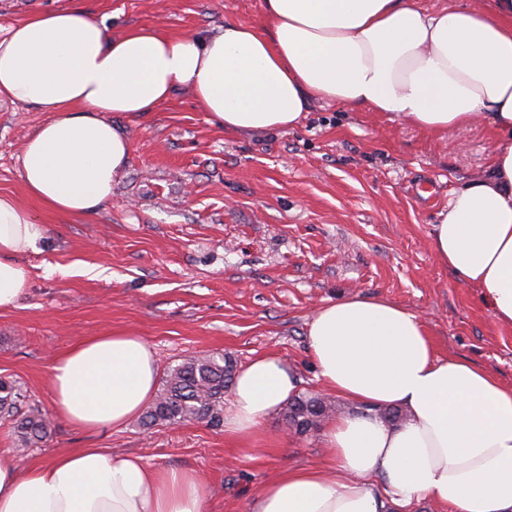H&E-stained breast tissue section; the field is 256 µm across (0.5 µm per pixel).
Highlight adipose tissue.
Segmentation results:
<instances>
[{
  "mask_svg": "<svg viewBox=\"0 0 512 512\" xmlns=\"http://www.w3.org/2000/svg\"><path fill=\"white\" fill-rule=\"evenodd\" d=\"M179 89L240 133L295 127L314 98L440 138L490 123L489 168L451 191L431 246L512 329V0L435 12L416 0H265L262 24L228 21L205 36L140 26L116 37L83 10L59 9L0 37V100L48 114L25 144L20 178L60 215L111 204L131 150L113 113L156 111ZM44 233L23 203L0 195V314L26 296L21 257ZM307 347L321 389L355 409L322 424L324 464L282 472L251 512H400L418 501L512 512L511 387L439 356L417 313L370 296L317 307ZM49 373L54 415L86 431L122 428L156 396V356L127 331L77 343ZM299 383L278 355L254 358L236 374L228 431L255 434ZM388 408L405 420H382ZM0 512H205V496L193 475L108 448L26 467L0 454Z\"/></svg>",
  "mask_w": 512,
  "mask_h": 512,
  "instance_id": "1",
  "label": "adipose tissue"
}]
</instances>
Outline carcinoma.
<instances>
[{"mask_svg": "<svg viewBox=\"0 0 512 512\" xmlns=\"http://www.w3.org/2000/svg\"><path fill=\"white\" fill-rule=\"evenodd\" d=\"M232 359L222 355L190 358L169 368L162 389L140 417L149 429L182 422H204L220 426L224 421V391L234 379ZM335 406L319 395L301 394L282 409V419L295 432L304 434L320 428ZM0 418L11 421L16 444L30 448L47 441L51 421L27 390L15 380L0 377Z\"/></svg>", "mask_w": 512, "mask_h": 512, "instance_id": "obj_1", "label": "carcinoma"}]
</instances>
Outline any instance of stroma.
Instances as JSON below:
<instances>
[{"label": "stroma", "mask_w": 512, "mask_h": 512, "mask_svg": "<svg viewBox=\"0 0 512 512\" xmlns=\"http://www.w3.org/2000/svg\"><path fill=\"white\" fill-rule=\"evenodd\" d=\"M60 8L95 14L114 35L142 25L207 34L228 20L260 23L264 0H0V36L28 14ZM47 118L0 102V194L46 228L22 258L27 296L0 315V377L19 381L43 409L53 358L111 330L141 336L162 371L209 353L241 367L272 352L297 371L300 392L317 390L310 315L357 292L417 312L441 356L512 386V329L497 326L478 290L458 285L431 249L451 190L490 162V126L439 140L377 112L316 101L296 127L244 136L179 91L158 111L113 115L131 154L112 203L71 219L30 198L20 178L24 145ZM72 448L200 474L206 512H251L282 471L323 461L320 433L295 434L275 415L248 439L197 422L87 432L58 419L47 443L19 462Z\"/></svg>", "instance_id": "35a3bbf8"}]
</instances>
